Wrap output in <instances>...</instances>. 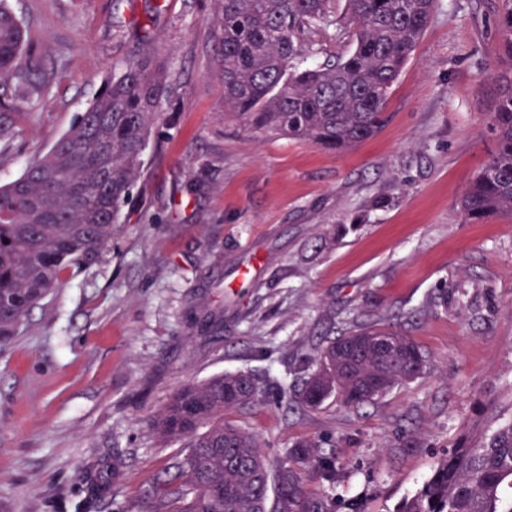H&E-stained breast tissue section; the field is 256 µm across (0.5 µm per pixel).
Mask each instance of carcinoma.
I'll return each instance as SVG.
<instances>
[{"label": "carcinoma", "instance_id": "carcinoma-1", "mask_svg": "<svg viewBox=\"0 0 512 512\" xmlns=\"http://www.w3.org/2000/svg\"><path fill=\"white\" fill-rule=\"evenodd\" d=\"M219 74L224 102L257 130L336 151L377 134L386 102L424 34L437 0H345L355 24L350 53L302 66L313 36L336 26L335 0H218ZM494 28L512 60V0H499ZM39 61L27 51L24 24L0 0V139L15 135L24 103L40 92ZM162 66L137 54L112 69L71 129L18 179L0 186V346L24 331L31 310L87 268L112 242L131 187L144 178L143 154L163 120L168 88ZM500 93L488 128L496 141L460 201L462 223L512 215V64L492 73ZM191 325L223 326L214 312ZM425 356L392 327L361 326L326 341L314 367L276 396L316 409L337 397L358 409L424 374ZM258 379L226 372L177 389L151 419L163 441L184 443L175 474L160 483L168 512H333L332 501L307 488L293 468L271 473L257 435L224 421L256 401ZM292 453L330 481L336 461L309 442ZM395 512H512V422L477 448L439 461Z\"/></svg>", "mask_w": 512, "mask_h": 512}]
</instances>
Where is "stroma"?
Returning a JSON list of instances; mask_svg holds the SVG:
<instances>
[{
    "mask_svg": "<svg viewBox=\"0 0 512 512\" xmlns=\"http://www.w3.org/2000/svg\"><path fill=\"white\" fill-rule=\"evenodd\" d=\"M42 56L44 98L0 142V185L66 133L113 67L151 45L167 64L165 122L146 175L97 263L71 271L0 349V512H163L157 479L183 458L151 417L185 382L249 371L256 401L226 421L270 469L313 442L336 512H395L454 448L512 421V217L460 221L493 148L507 66L497 0H438L375 136L336 152L248 129L224 105L216 0H11ZM221 333L190 335L198 293ZM397 327L424 375L360 409L293 410V382L325 331ZM114 477L92 494L91 478ZM311 448H315L311 443H297L292 449V453L308 462L312 466V472L318 478L330 481L336 475V461L330 457H317Z\"/></svg>",
    "mask_w": 512,
    "mask_h": 512,
    "instance_id": "obj_1",
    "label": "stroma"
}]
</instances>
